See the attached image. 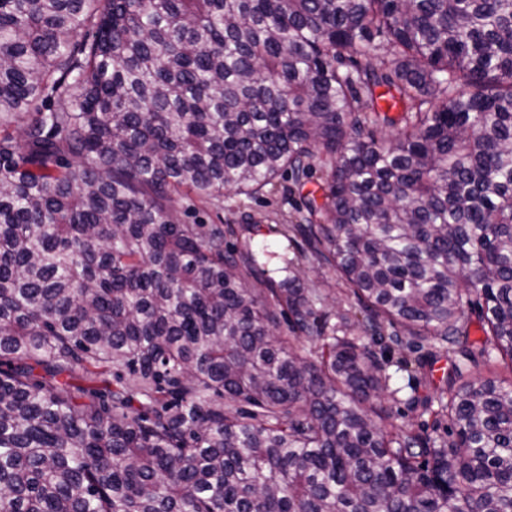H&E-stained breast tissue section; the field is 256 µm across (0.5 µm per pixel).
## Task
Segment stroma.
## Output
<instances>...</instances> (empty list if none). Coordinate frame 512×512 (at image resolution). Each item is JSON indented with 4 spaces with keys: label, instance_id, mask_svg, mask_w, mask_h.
I'll return each instance as SVG.
<instances>
[{
    "label": "stroma",
    "instance_id": "obj_1",
    "mask_svg": "<svg viewBox=\"0 0 512 512\" xmlns=\"http://www.w3.org/2000/svg\"><path fill=\"white\" fill-rule=\"evenodd\" d=\"M305 195V190H289L280 185L255 198L228 192L218 203L194 196H180L175 206L185 223L230 226L231 231L226 236L229 245L240 248L250 240L262 241L294 257L296 274L303 285L321 290L323 303L319 312L332 325L345 312H360V304L351 296L339 274L318 262L302 237L290 241L276 231L277 226L294 219ZM371 350L391 374V385L397 390L394 400L390 402L394 425L402 430L410 426L420 427L432 436L444 434L448 426L447 418L421 413L414 409L412 401L417 397H435L438 388L448 377L450 359L444 355L429 359L424 372L419 374L399 369L398 362L403 352L392 342L383 340L374 343Z\"/></svg>",
    "mask_w": 512,
    "mask_h": 512
}]
</instances>
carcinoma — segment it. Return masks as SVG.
<instances>
[{
	"label": "carcinoma",
	"instance_id": "obj_1",
	"mask_svg": "<svg viewBox=\"0 0 512 512\" xmlns=\"http://www.w3.org/2000/svg\"><path fill=\"white\" fill-rule=\"evenodd\" d=\"M316 168L340 336L173 206ZM356 326L455 357L447 436L388 430ZM500 359L512 0H0V512H512Z\"/></svg>",
	"mask_w": 512,
	"mask_h": 512
}]
</instances>
